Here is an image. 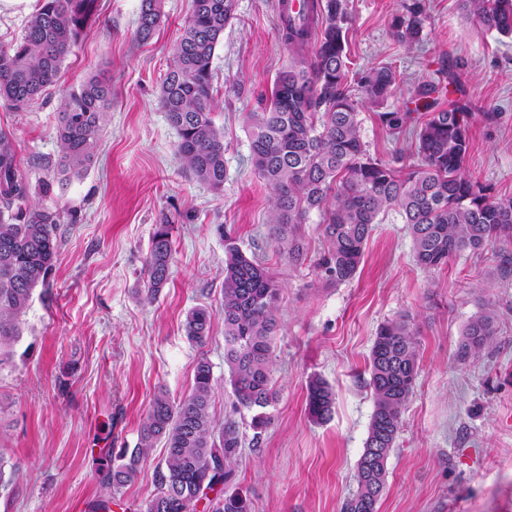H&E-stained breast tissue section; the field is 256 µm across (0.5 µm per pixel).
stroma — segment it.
I'll list each match as a JSON object with an SVG mask.
<instances>
[{
	"mask_svg": "<svg viewBox=\"0 0 512 512\" xmlns=\"http://www.w3.org/2000/svg\"><path fill=\"white\" fill-rule=\"evenodd\" d=\"M140 3L99 0V19L65 59L57 86L23 111L0 102V129L33 199L61 217L49 284L34 290L23 335L0 358V512H80L104 496L123 512H145L163 447L133 483L111 492L100 460L136 447L159 390L176 399L190 393L199 357L213 368V414H231L221 314L230 242L282 285L272 353L279 401L260 444H245L232 482L254 512H341L356 490L373 412L371 348L379 327L405 314L414 319L420 375L379 512H512V246L467 251L426 270L414 261L407 224L391 211L356 277L336 285L316 268L326 241L314 211L302 228L306 259L288 263L270 234L271 190L254 170L249 135L250 113L268 104L288 66L277 0H236L213 58L212 118L226 167L219 193L185 170L158 102L191 0H163L162 22L145 42L135 35ZM346 3L350 72L385 66L396 77L380 107L360 111L368 156L418 165L414 137L389 133L376 113L410 109L418 84L444 86L453 73L460 88L444 104H473L464 170L495 197L512 198V37L482 30L458 0H421L424 29L408 48L391 27L403 0ZM94 74L110 80L112 109L87 172L64 181L55 169L60 95ZM158 224L174 227L171 278L148 302L139 289ZM199 306L212 313L201 347L183 329ZM487 307L497 314L494 336L459 359L466 326ZM314 377L335 393L324 422L307 411Z\"/></svg>",
	"mask_w": 512,
	"mask_h": 512,
	"instance_id": "35a3bbf8",
	"label": "stroma"
}]
</instances>
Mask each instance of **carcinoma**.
<instances>
[{
    "label": "carcinoma",
    "mask_w": 512,
    "mask_h": 512,
    "mask_svg": "<svg viewBox=\"0 0 512 512\" xmlns=\"http://www.w3.org/2000/svg\"><path fill=\"white\" fill-rule=\"evenodd\" d=\"M236 0H192L190 20L174 50L159 91V106L178 136L184 167L214 191L224 189V138L212 120V60L234 19ZM464 11L486 31L512 37V0H462ZM394 17L397 41L411 45L425 17L417 0ZM98 0H40L39 8L14 45L0 47V99L16 110L29 107L56 85L61 66L90 32ZM162 0H142L136 35L146 41L162 21ZM345 0H302L298 13L281 17L282 35L292 59L276 77L269 104L250 113L252 161L271 187L269 224L274 239L287 246L288 261H304L301 226L311 211L320 213L328 250L317 261L331 283L352 280L364 247L380 216L399 212L408 225L414 259L435 270L453 256L489 245L512 243V199H497L464 174L472 105L440 109L434 83H422L414 108L377 113L383 127L400 134L413 113L426 119L414 128L421 164L403 172L365 158L360 136L359 100L348 88L345 53ZM314 53L307 56L311 40ZM394 82L386 67L358 79L361 98L383 101ZM112 108V86L97 75L64 94L58 113L57 171L63 180L88 170ZM56 214L32 200L30 185L16 162L9 133L0 129V355L23 335L20 317L35 288L47 284L59 241ZM173 225H155L145 261V297L155 300L169 281ZM281 287L271 269L228 243L224 260V362L235 397L234 411L249 413L253 443L271 424L268 409L277 403L271 354L280 329L277 303ZM496 313L485 310L467 325L461 356L480 350L495 334ZM211 312L188 314L185 332L202 343L209 336ZM373 412L357 464V491L343 512H378L385 488L387 460L401 427L402 412L419 376L416 334L403 315L380 326L369 358ZM214 394L210 361L198 360L192 391L175 401L157 392L144 417L139 442L125 463L99 469L102 485L118 489L135 481L139 463L157 442L166 450L156 493L145 512H197L204 484L224 485L203 512H253L251 500L230 488L244 432L232 417L211 413ZM334 393L322 379L309 382L307 408L316 421L327 420Z\"/></svg>",
    "instance_id": "carcinoma-1"
}]
</instances>
